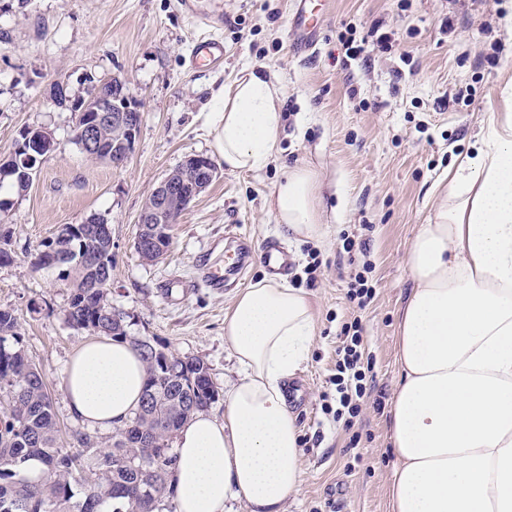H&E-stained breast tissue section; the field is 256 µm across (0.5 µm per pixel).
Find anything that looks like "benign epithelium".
<instances>
[{"label":"benign epithelium","instance_id":"benign-epithelium-1","mask_svg":"<svg viewBox=\"0 0 512 512\" xmlns=\"http://www.w3.org/2000/svg\"><path fill=\"white\" fill-rule=\"evenodd\" d=\"M125 95L127 91L123 87L105 80L96 102L75 110L81 145L88 157L106 153L105 136L112 130L121 134L119 142L124 146L123 152L113 159V164H122L131 153L142 122V113L134 102L125 108L112 107L113 99ZM53 149L54 140L49 131L44 128L23 129L10 155L0 159V180L8 179L21 166L37 172L39 164L48 158ZM180 166L190 175L169 173L155 186L140 210L137 234H152L158 224L175 223V208L182 209L193 202L217 174V168L210 159L202 155L187 156Z\"/></svg>","mask_w":512,"mask_h":512}]
</instances>
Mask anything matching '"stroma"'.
I'll use <instances>...</instances> for the list:
<instances>
[{
	"instance_id": "35a3bbf8",
	"label": "stroma",
	"mask_w": 512,
	"mask_h": 512,
	"mask_svg": "<svg viewBox=\"0 0 512 512\" xmlns=\"http://www.w3.org/2000/svg\"><path fill=\"white\" fill-rule=\"evenodd\" d=\"M322 8L318 52L297 54L289 34L295 0H198L203 13H223L224 66L193 70L185 58L204 28L176 0H0V158L22 129L44 128L54 150L24 196L0 221L11 231V259L0 265V309L11 310L30 358L51 392L62 436L78 421L61 387L64 368L87 332L70 326L71 289L57 269L40 268L42 243L64 224L93 214L112 228V280L107 298L128 316V333L150 336L184 357L201 359L221 391L238 366L224 340V316L236 288L216 291L204 272L231 249L224 235L254 243L281 241L294 267L286 284L304 287L312 301L315 336L297 378L309 386L308 405L294 411L301 447V487L285 512H387L394 459L387 419L399 380V311L411 285L406 252L425 223L434 192L471 150L492 113L505 109L512 81V0H313ZM452 16L456 32L440 29ZM399 38L371 64L348 63L337 34L353 25L366 36L373 24ZM500 48V62L484 57ZM283 89L276 152L259 171L230 172L214 141L211 100L250 70ZM118 77L142 112L134 148L121 166L88 160L72 140L68 107L49 98L67 85L84 97L90 80ZM465 89L467 102L452 94ZM204 155L220 170L181 214L173 243L159 261L134 247L137 217L156 184L186 156ZM311 168L319 185L317 208L325 233L299 241L275 223L269 201L288 169ZM365 231L368 255L342 248V232ZM326 268L314 284L298 279L308 250ZM373 266L374 302L353 312L346 299L350 274ZM360 317L365 351L373 358L374 404L353 431L322 410L335 372L342 322ZM357 448H349L350 436Z\"/></svg>"
}]
</instances>
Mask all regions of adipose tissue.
<instances>
[{
	"label": "adipose tissue",
	"instance_id": "1",
	"mask_svg": "<svg viewBox=\"0 0 512 512\" xmlns=\"http://www.w3.org/2000/svg\"><path fill=\"white\" fill-rule=\"evenodd\" d=\"M281 89L250 71L213 98L216 141L231 172L258 171L278 140ZM316 175L292 168L272 203L276 223L318 239ZM406 264L388 436V512H512V113L493 116L418 225ZM311 301L279 278L238 293L224 339L239 366L223 420L199 413L176 439L177 512H284L300 487L299 434L284 382L306 361ZM144 367L130 344L78 346L62 387L83 423L122 425L139 406Z\"/></svg>",
	"mask_w": 512,
	"mask_h": 512
}]
</instances>
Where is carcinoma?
<instances>
[{"instance_id": "carcinoma-1", "label": "carcinoma", "mask_w": 512, "mask_h": 512, "mask_svg": "<svg viewBox=\"0 0 512 512\" xmlns=\"http://www.w3.org/2000/svg\"><path fill=\"white\" fill-rule=\"evenodd\" d=\"M37 263L54 253L60 276L72 284L68 323L114 341L128 340L127 324L112 319L107 293L85 284L98 276L92 259L112 266V235L84 234L64 224L42 244ZM13 313L0 309V512H177L169 479L178 464L170 446L181 426L219 397L208 366L181 357L163 343L133 339L145 364L138 408L106 438L73 431L77 446L61 440L53 400L16 332ZM37 459L48 478L25 475Z\"/></svg>"}]
</instances>
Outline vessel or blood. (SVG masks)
<instances>
[{"instance_id":"vessel-or-blood-1","label":"vessel or blood","mask_w":512,"mask_h":512,"mask_svg":"<svg viewBox=\"0 0 512 512\" xmlns=\"http://www.w3.org/2000/svg\"><path fill=\"white\" fill-rule=\"evenodd\" d=\"M309 0H297L298 8L290 26V35L298 52L307 53L319 44L320 23L308 7ZM224 62V41L219 37H204L191 48L188 63L191 68L215 69ZM260 251L267 272L273 276L288 274L292 259L288 250L278 241L264 240L260 247H253L248 239H240L234 261L225 263L224 267L213 268L205 275L207 287L223 288L227 283H240L245 274L248 261L253 251Z\"/></svg>"}]
</instances>
